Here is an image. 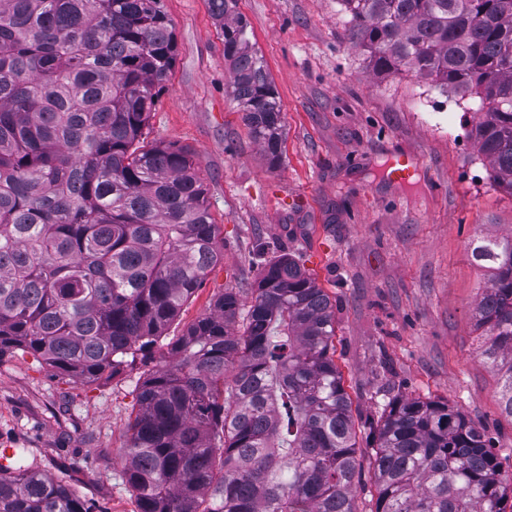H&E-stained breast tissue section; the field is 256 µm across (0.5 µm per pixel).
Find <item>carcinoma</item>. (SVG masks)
Instances as JSON below:
<instances>
[{
  "label": "carcinoma",
  "mask_w": 512,
  "mask_h": 512,
  "mask_svg": "<svg viewBox=\"0 0 512 512\" xmlns=\"http://www.w3.org/2000/svg\"><path fill=\"white\" fill-rule=\"evenodd\" d=\"M236 2L209 0L233 99L274 167L281 105ZM340 2L374 72L479 99L472 137L512 195V0ZM175 60L160 0H0V357L80 381L151 365L122 448L139 512H359L335 304L291 256L264 267L250 305L227 288L158 346L224 259L193 153L146 141ZM471 255L490 271L481 357L512 417V234ZM370 433V512L512 510L482 428L448 402L397 392ZM0 512L93 510L17 458L0 468Z\"/></svg>",
  "instance_id": "cac0c4a2"
}]
</instances>
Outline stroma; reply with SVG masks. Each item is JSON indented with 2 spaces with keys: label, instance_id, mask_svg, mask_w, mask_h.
Here are the masks:
<instances>
[{
  "label": "stroma",
  "instance_id": "stroma-1",
  "mask_svg": "<svg viewBox=\"0 0 512 512\" xmlns=\"http://www.w3.org/2000/svg\"><path fill=\"white\" fill-rule=\"evenodd\" d=\"M175 66L150 114L152 141L191 149L221 227L223 260L169 328L175 340L224 289L250 301L261 268L291 254L335 305L334 360L359 449L383 392L442 399L482 425L512 474V418L478 350L473 309L487 271L469 246L512 233V197L470 131L476 103L414 73L380 75L348 42L339 0H238L282 107V160L269 166L230 95L231 69L208 0H162ZM413 153L407 183L386 177ZM141 365L92 383L20 351L0 357V445L95 512H137L120 453L137 409Z\"/></svg>",
  "mask_w": 512,
  "mask_h": 512
}]
</instances>
